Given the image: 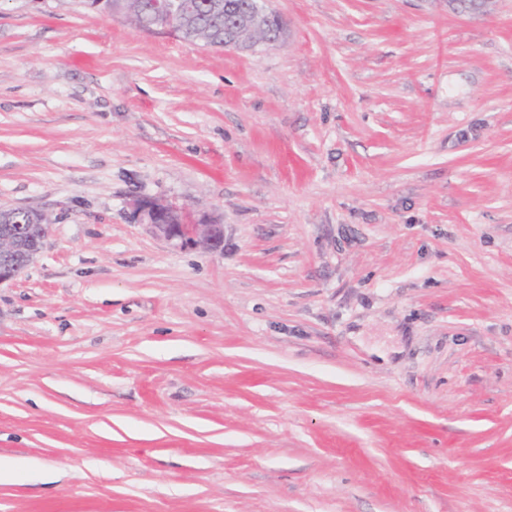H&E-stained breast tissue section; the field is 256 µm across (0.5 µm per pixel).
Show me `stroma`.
Masks as SVG:
<instances>
[{"label": "stroma", "mask_w": 512, "mask_h": 512, "mask_svg": "<svg viewBox=\"0 0 512 512\" xmlns=\"http://www.w3.org/2000/svg\"><path fill=\"white\" fill-rule=\"evenodd\" d=\"M267 7L241 52L0 0V208L51 221L0 512H512V0ZM136 211L151 226L154 233L177 247H216L224 237L223 224L201 216L196 224H184V208L154 199L136 203Z\"/></svg>", "instance_id": "stroma-1"}]
</instances>
